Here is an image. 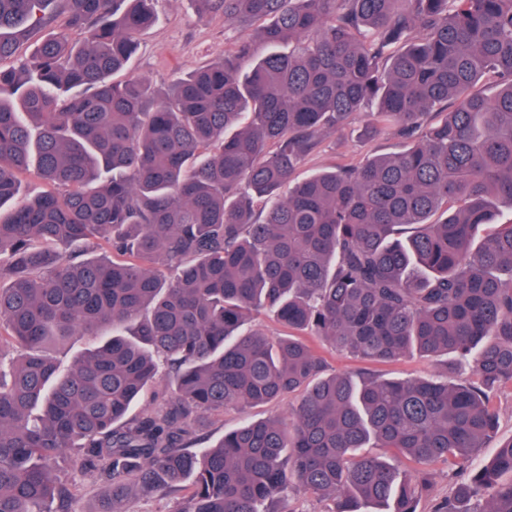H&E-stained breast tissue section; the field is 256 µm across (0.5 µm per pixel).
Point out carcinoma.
<instances>
[{
  "mask_svg": "<svg viewBox=\"0 0 512 512\" xmlns=\"http://www.w3.org/2000/svg\"><path fill=\"white\" fill-rule=\"evenodd\" d=\"M148 2L0 0V60L53 29L0 67V351H19L0 359V512H72L50 469L68 450L110 484L100 512L184 484L172 512H285L291 493L419 512L438 463L454 487L431 512H512V438L458 477L512 386V0H194L272 51L241 39L161 100L113 80ZM369 102L366 134L411 144L290 184ZM32 167L48 189L23 199ZM261 311L285 333L241 332ZM86 336L64 370L45 354ZM309 336L471 377L331 373ZM292 397L196 447L203 414Z\"/></svg>",
  "mask_w": 512,
  "mask_h": 512,
  "instance_id": "carcinoma-1",
  "label": "carcinoma"
}]
</instances>
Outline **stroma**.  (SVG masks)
Returning <instances> with one entry per match:
<instances>
[{
	"mask_svg": "<svg viewBox=\"0 0 512 512\" xmlns=\"http://www.w3.org/2000/svg\"><path fill=\"white\" fill-rule=\"evenodd\" d=\"M158 20L139 37V48L130 65L117 73V80H149L158 93L187 73L218 61L234 42L246 37V30L225 22L222 15L199 13L193 0H155ZM370 121L367 110L354 113L342 131L323 136L317 151L302 161L295 170V180H303L313 172L343 164H356L380 154H394L404 149V142L392 129L376 136L364 133ZM288 403H271L242 411L227 409L208 415L199 435L203 444L218 441L225 430L246 420L280 417L287 413ZM58 475L68 478L74 512H99L107 494L106 483L81 475L72 468L68 454L56 463Z\"/></svg>",
	"mask_w": 512,
	"mask_h": 512,
	"instance_id": "obj_1",
	"label": "stroma"
}]
</instances>
